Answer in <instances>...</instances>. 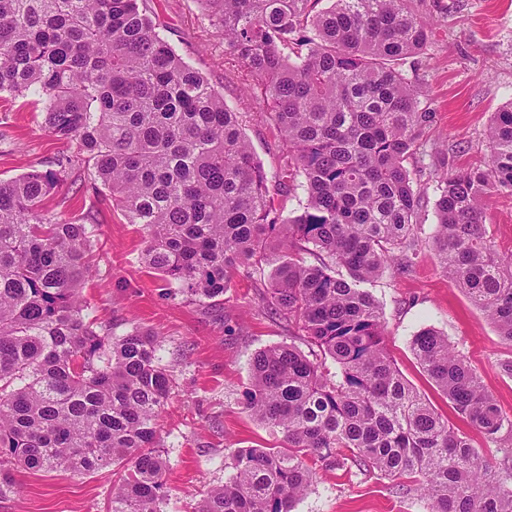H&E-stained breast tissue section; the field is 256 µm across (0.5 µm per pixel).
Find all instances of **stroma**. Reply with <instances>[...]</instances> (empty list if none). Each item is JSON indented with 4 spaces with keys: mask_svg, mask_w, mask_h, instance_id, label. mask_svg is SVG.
Wrapping results in <instances>:
<instances>
[{
    "mask_svg": "<svg viewBox=\"0 0 512 512\" xmlns=\"http://www.w3.org/2000/svg\"><path fill=\"white\" fill-rule=\"evenodd\" d=\"M160 31L183 59L202 72L239 112L243 131L268 178L284 164L280 131L254 77L226 53L224 39L211 26L199 0H150ZM420 20L433 21L432 37L402 69L422 84V106L435 114L425 134L423 176L430 192L419 222L431 236L437 222L433 201L438 181L449 170L484 166L486 133L495 114L512 102V0H407ZM35 95L0 99V180L42 168L65 148L43 123ZM46 208L61 218L94 215L91 226L93 272L83 288L90 316L115 334L136 327L155 336L158 355L173 377L170 398L160 417V448L167 462L169 495L161 512H195L205 492L233 474L232 457L241 448H271L281 438L242 405L256 351L278 344L306 342L281 318L257 306V290L270 268L236 273L219 304L171 295L165 281L141 259L140 225L127 223L103 193L63 185ZM485 224L500 255L512 254V193L493 195ZM369 289L387 326L386 345L397 369L455 431L483 455L498 461V443L459 415L431 384L412 349L423 328L447 336L475 369L502 410L512 414V378L500 370L512 358V345L440 268L436 252L424 246L406 275L384 273ZM111 469L85 474L18 472V489L0 498V512H111ZM294 512H426L423 502L403 494L394 481L350 471L320 472Z\"/></svg>",
    "mask_w": 512,
    "mask_h": 512,
    "instance_id": "obj_1",
    "label": "stroma"
}]
</instances>
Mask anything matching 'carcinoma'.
I'll return each instance as SVG.
<instances>
[{
  "label": "carcinoma",
  "mask_w": 512,
  "mask_h": 512,
  "mask_svg": "<svg viewBox=\"0 0 512 512\" xmlns=\"http://www.w3.org/2000/svg\"><path fill=\"white\" fill-rule=\"evenodd\" d=\"M229 54L259 82L307 201L284 220L239 113L158 31L147 0H0V93L42 101L44 123L76 145L46 169L0 181V496L15 471L120 472L111 512H160L167 497L158 416L172 377L158 342L89 320L87 224L45 199L85 167L144 230V264L200 302L258 260L272 265L258 306L295 325L336 373L294 344L251 361L243 405L283 445L244 448L196 512H294L315 472L356 468L428 512H512V448L492 465L400 374L386 324L361 285L407 273L425 240L424 161L435 113L395 62L423 51L431 25L406 0H198ZM291 51L290 56L281 52ZM483 169L448 174L431 237L441 268L512 345V256L483 221L512 192V102L495 113ZM313 261L306 260V256ZM343 268L347 277L336 276ZM414 355L459 414L491 440L512 435L479 376L433 328Z\"/></svg>",
  "instance_id": "carcinoma-1"
}]
</instances>
